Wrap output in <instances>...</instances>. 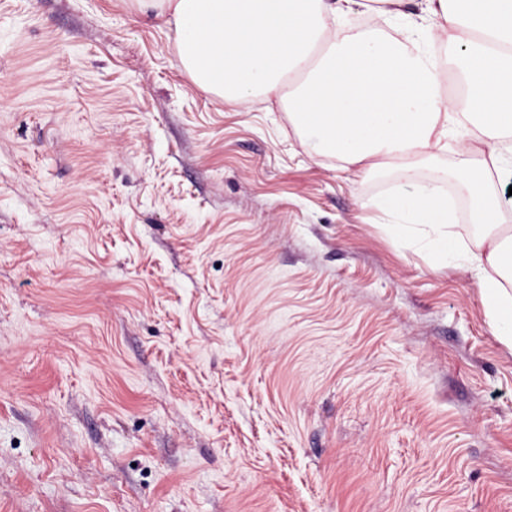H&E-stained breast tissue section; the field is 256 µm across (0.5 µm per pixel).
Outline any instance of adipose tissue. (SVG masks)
<instances>
[{
	"label": "adipose tissue",
	"mask_w": 512,
	"mask_h": 512,
	"mask_svg": "<svg viewBox=\"0 0 512 512\" xmlns=\"http://www.w3.org/2000/svg\"><path fill=\"white\" fill-rule=\"evenodd\" d=\"M173 28L186 72L240 103L288 92V116L315 153L400 180L375 201L400 236H422L436 265L464 258L497 336L512 347V206L496 179L512 167V0H425L448 63L440 68L408 21L393 37L342 35L361 9L392 19L402 0H134ZM297 75L294 84L285 79ZM430 180L415 184L419 170ZM455 181L482 234L458 239L443 186Z\"/></svg>",
	"instance_id": "ef3b65f1"
}]
</instances>
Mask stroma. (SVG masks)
I'll return each mask as SVG.
<instances>
[{
	"label": "stroma",
	"mask_w": 512,
	"mask_h": 512,
	"mask_svg": "<svg viewBox=\"0 0 512 512\" xmlns=\"http://www.w3.org/2000/svg\"><path fill=\"white\" fill-rule=\"evenodd\" d=\"M129 0H0V512H512L464 261Z\"/></svg>",
	"instance_id": "1"
}]
</instances>
